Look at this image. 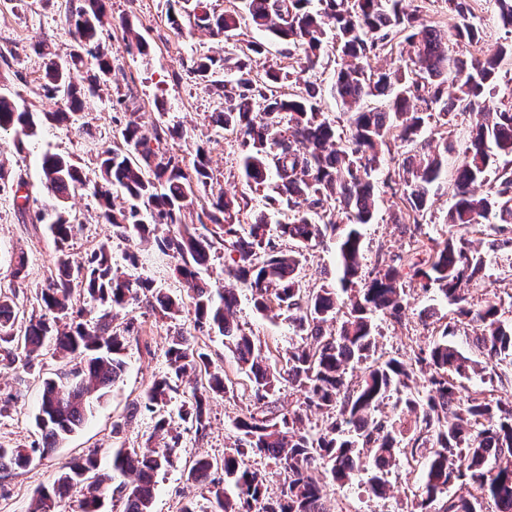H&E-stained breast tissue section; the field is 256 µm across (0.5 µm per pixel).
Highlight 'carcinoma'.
<instances>
[{
	"instance_id": "obj_1",
	"label": "carcinoma",
	"mask_w": 512,
	"mask_h": 512,
	"mask_svg": "<svg viewBox=\"0 0 512 512\" xmlns=\"http://www.w3.org/2000/svg\"><path fill=\"white\" fill-rule=\"evenodd\" d=\"M404 0H238L224 13L209 12L202 0H166L172 28L181 30L189 19L194 26L224 40V58L199 57L191 70L209 78L220 69L225 78L213 83L226 87L224 102L209 115L212 126L242 136L239 171L245 185L259 192L272 183L275 195H263L264 210L251 224H242L240 212L251 198L211 195L209 206L197 215L199 224L185 223L186 210L196 191L211 179L208 151L197 146L187 159L163 147L182 133L156 124L152 134L130 120L113 136L112 145L96 148L97 173L89 179L65 155L45 153L40 158L43 198L32 195L21 171L0 162V193H11L18 209L31 223L48 226L55 263L36 288L37 315L25 316L18 288L27 277V255L10 259L7 287L0 288V367L21 364L27 370L40 363L47 347L66 359L54 376L42 380L41 402L35 414L40 439L30 445H0V477L27 467L35 456L55 450L86 421L126 368L124 352L139 329L129 321L114 328L119 312L145 297L162 315L182 311L184 302L154 287L151 279L112 264L110 245L102 243L85 257L69 251L70 240L81 228L68 199L88 185L99 205V218L112 235L127 241H153L177 259L176 273L188 284L195 327H208L224 337L239 366L249 373L255 410L236 418L238 437L233 451L218 464L198 458L188 477L211 494L204 512H326L323 485L316 472L338 483L369 472V493L386 495L385 474L396 462L399 445H410L406 461L420 467L414 512H512V400L480 386H467L471 375L487 372L500 385L512 383V322L503 319L501 305L486 300L473 303L469 285L482 280L486 257L471 248L464 235L449 232L441 244L422 238L432 188L448 175V139L433 146L423 138L434 115L455 110L472 118L462 158L451 183L448 224L459 229L490 219L512 224V106L496 100L499 65L512 45L493 53L478 49L458 56L448 48L449 38L408 13ZM108 0H80L66 20L75 41L70 61L47 58L42 91L48 99H63L65 108L37 112L0 92V130L15 135L16 151L35 137L45 123H85L84 99L96 96L120 55L106 49L101 32ZM456 19L454 40L476 46L482 30L474 21L469 0H448ZM263 31L299 51L297 67L316 75L323 65L327 32H334L336 51L345 58L336 70L331 92L348 115L350 136L336 137V125L320 112L315 83L305 90L281 93L277 85L291 73L270 68L259 74L246 62L262 46L238 45L241 22ZM410 47L405 67L368 70L362 61L396 39ZM123 52L148 55L139 36L125 39ZM457 94L448 99V83ZM367 97L384 99L380 107H365ZM392 138L410 147L412 155L393 181L404 202L402 224L413 242L412 258L395 265L385 257L371 272L362 270L361 227L374 220L376 173L382 145ZM488 186L484 195L473 191ZM121 189L130 204L112 205V189ZM343 205L345 221L336 220L330 202ZM284 214V220L270 216ZM292 243L288 249L271 245V233ZM337 238L338 281L317 289L302 285L306 250L327 237ZM234 254L225 270L224 287L213 288L201 279L211 253ZM421 290H438L452 308L456 321L471 327V349L477 362L448 340L450 327L416 355L411 366L399 358L370 360L355 383L348 366L369 360L375 347L374 315L399 323L405 316V283ZM252 292L255 308L266 312L276 302L306 343L288 354L286 370L269 364L264 346L255 343L236 320L238 289ZM167 371L153 378L143 403L154 414V425L144 450L118 447L112 470L128 479L119 486L122 512H152L157 476L174 464L180 433L164 411L178 383L199 373L207 383L194 386L187 408L179 417L195 434L209 427V400L229 391L224 369L178 333L165 349ZM425 378L417 389L416 373ZM287 379L303 395L295 408L272 406L268 396ZM396 404L413 415L406 427L381 414L391 392ZM320 415L310 426L309 415ZM251 456L264 457L283 468L280 493H268L266 474L248 465ZM224 482L233 484L229 497L213 477L215 467ZM110 476L98 473L92 454L65 463L52 483L41 489L32 512H54L56 503L74 492L84 493L81 512H98L102 488Z\"/></svg>"
}]
</instances>
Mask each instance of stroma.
Here are the masks:
<instances>
[{
  "instance_id": "obj_1",
  "label": "stroma",
  "mask_w": 512,
  "mask_h": 512,
  "mask_svg": "<svg viewBox=\"0 0 512 512\" xmlns=\"http://www.w3.org/2000/svg\"><path fill=\"white\" fill-rule=\"evenodd\" d=\"M79 0H0V53L6 62H0V91H10L26 104L39 111L57 110L56 101L43 97L40 89L44 58L32 48L36 38H44L49 49L57 57H68L74 40L66 22V14ZM109 19L102 32L106 47L119 49L123 45L124 30L118 19L128 20L134 31L150 47L148 55H127L121 58L120 67L99 96L87 100L83 112L91 127L90 133L79 131L77 126L46 124L37 136L30 139L24 152H16L12 132L0 133V159L6 167L26 170L32 194L40 192L38 161L43 153H59L71 156L85 174H92L96 167V153L91 143L110 145L116 129L125 125L130 116H138L145 132H152L156 121L178 125L182 137L169 140L167 147L177 153L193 151L204 144L209 149L213 180L208 190L197 193L200 201L209 193L227 194L245 192L238 169L241 151L240 137L216 135L208 116L219 106L220 90L190 70L191 58L212 56L222 58L224 43L208 31L184 27L182 31L170 28L166 18L164 0H110ZM240 42L262 44L261 54L252 56L253 69L264 70L288 63L286 44L270 39L249 25L238 30ZM133 95L135 112L125 111L119 104L124 95ZM470 127L468 114L449 113L447 118L433 117L426 129L428 136L448 137V164L456 166L459 152ZM376 211L372 224L363 229V268L372 270L378 254L404 256L408 253L407 234L398 224L403 204L392 195L384 183L375 188ZM69 203L83 220V226L71 242V252L82 257L92 252L101 242H109L112 261L125 267V254L136 250L139 256L138 274L150 277L155 286L172 295L187 294L186 284L173 272L175 260L159 251L154 243L136 246L113 238L109 225L101 223L99 207L92 189H85L70 198ZM192 206L186 222L192 223L200 211ZM473 246L486 253L488 266L484 278L472 288L475 299L491 296H512V253H493L489 250L493 238L491 230L470 231ZM24 250L29 257L28 286L25 295H32L33 288L41 283L55 261L53 241L45 225L25 223L11 196L0 194V279L7 274L11 252ZM336 272V242L324 240L310 248L302 270L306 287L320 286L333 279ZM408 308L402 322L379 320L375 354L381 358L398 357L414 362L417 353L428 348L436 332L452 324L453 314L447 304L433 294L423 293L418 283L406 287ZM237 322L249 334L259 337L280 353L300 344L291 326L284 318L256 311L251 293L239 289ZM122 319L134 320L141 332L131 340L126 351V371L122 382L115 386L108 400L95 408L83 427L69 440L47 456L35 459L27 468L14 471L5 478V489L0 492V512H29L40 488L51 483L59 469L70 457L96 452L99 466L110 472L113 485H120L124 478L112 470V450L122 446L127 450L142 449L152 430L153 416L147 410H139L133 421L125 416L133 403L141 401L150 380L162 375L166 369L164 351L167 338L176 331L190 334L192 342L205 349L212 360L223 366L225 374L233 381V389L210 403V427L205 437H196L188 423L178 422L181 434L176 464L158 477L154 512H179L189 500L204 503L208 491L187 478V463L199 456L221 458L233 445L237 431L236 417L253 408V387L248 375L240 369L224 339L217 332L201 330L194 326L191 309H183L175 319L153 313L146 301L129 306L121 314ZM60 362L52 355L43 356L34 371L16 367L0 371V398H10L7 412L0 414V443L28 444L37 440L39 433L34 415L41 399V380L51 376ZM122 424L121 434H113L114 424ZM387 479L389 491L386 498L371 497L363 493L358 480L342 485L326 482L325 507L327 512H411L416 477L411 474L404 459H397Z\"/></svg>"
}]
</instances>
